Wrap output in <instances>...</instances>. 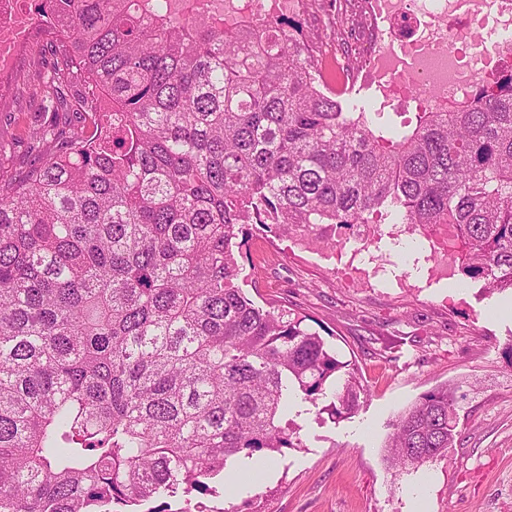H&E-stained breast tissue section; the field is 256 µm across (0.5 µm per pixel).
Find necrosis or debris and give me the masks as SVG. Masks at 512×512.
<instances>
[{"label":"necrosis or debris","instance_id":"necrosis-or-debris-1","mask_svg":"<svg viewBox=\"0 0 512 512\" xmlns=\"http://www.w3.org/2000/svg\"><path fill=\"white\" fill-rule=\"evenodd\" d=\"M305 0H224V19L259 29L303 10ZM38 18L22 0H0V79L16 70ZM512 28V0H361L350 35L362 49L361 79L381 104L403 90L444 112L512 61V38L485 30Z\"/></svg>","mask_w":512,"mask_h":512}]
</instances>
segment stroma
Listing matches in <instances>:
<instances>
[{
  "mask_svg": "<svg viewBox=\"0 0 512 512\" xmlns=\"http://www.w3.org/2000/svg\"><path fill=\"white\" fill-rule=\"evenodd\" d=\"M297 21L311 42L336 46L333 0H310ZM340 90L345 104L369 113L385 136L414 127L409 94L379 108L359 81ZM46 114L0 112V169H27L29 136ZM237 281L263 309L304 316L339 361L357 368L368 387L358 410L341 419L310 410L295 417L302 447L275 454L257 484L204 496L211 512H512V316L499 315L512 293L464 282L434 239L404 224H375L333 247L307 244L296 232L252 226ZM468 383L459 412L460 446L406 474L385 460L395 416L425 392Z\"/></svg>",
  "mask_w": 512,
  "mask_h": 512,
  "instance_id": "obj_1",
  "label": "stroma"
}]
</instances>
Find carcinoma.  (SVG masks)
Returning <instances> with one entry per match:
<instances>
[{"label":"carcinoma","instance_id":"1","mask_svg":"<svg viewBox=\"0 0 512 512\" xmlns=\"http://www.w3.org/2000/svg\"><path fill=\"white\" fill-rule=\"evenodd\" d=\"M35 11L43 44L0 96L53 113L38 160L0 181V512H213L192 500L228 463L299 447L290 414L359 407L354 369L235 285L253 224L322 240L378 214L512 291V68L387 138L323 92L286 16L260 36L224 28V0ZM466 397L423 394L387 462L447 456Z\"/></svg>","mask_w":512,"mask_h":512}]
</instances>
